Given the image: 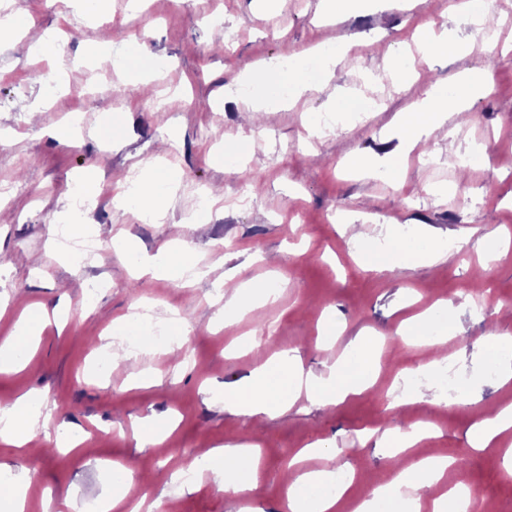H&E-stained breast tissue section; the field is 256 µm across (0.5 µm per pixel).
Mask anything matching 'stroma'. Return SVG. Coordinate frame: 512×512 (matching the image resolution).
<instances>
[{
	"instance_id": "1",
	"label": "stroma",
	"mask_w": 512,
	"mask_h": 512,
	"mask_svg": "<svg viewBox=\"0 0 512 512\" xmlns=\"http://www.w3.org/2000/svg\"><path fill=\"white\" fill-rule=\"evenodd\" d=\"M9 10L35 21L36 30H60L57 57L24 56L0 41V336L13 332L20 313L45 303L58 307L56 320L41 328L21 370L0 373V408L34 392L55 404V421L84 434L70 451L37 430L22 451L0 444V463L26 468L32 476L28 512H59L57 492L68 489L90 507L103 492L107 461L134 473L133 491L152 512H282L288 500L285 469L294 454L323 440L339 450L338 465L359 481L341 512H354L374 481L389 477L394 459L379 437L429 423L436 434L423 448L456 457L473 499L472 512H512V478L502 468L499 445L481 451L469 444L485 408L512 405V382L499 384L473 366L488 331L512 333V53L504 39L489 44L468 21L450 12L448 0H415L398 9L372 0L364 10L338 19L326 16L321 0H142L131 13L127 0L110 11L81 19L74 0H7ZM448 28L466 40L463 56L417 55L400 84L380 82L391 58L414 48L418 24ZM325 42L342 45L348 58L334 73L306 65L311 92L283 97L277 82L254 83L255 63L303 52ZM129 52L126 75L104 81L93 64L100 50ZM484 70L489 90L478 98L469 123L435 129L411 151L401 149L400 113L423 97L428 85L451 87L457 75ZM267 98L261 127L251 126L234 87ZM378 98L361 123L349 120L357 98ZM38 123L28 121L35 101ZM99 117L73 145L53 136L72 113ZM342 113L335 130L309 140L303 116ZM244 142L235 162L220 157V143ZM483 154L466 177L438 163L455 152ZM394 157L400 182L377 172ZM370 162L351 167L348 158ZM165 161L173 177L162 204L164 222L135 211L115 210L111 195L136 169ZM95 176L101 189L87 228L103 252L83 272L56 252L52 226L69 206L74 180ZM446 186L443 195L420 190L424 182ZM218 187L222 200L209 209L197 195ZM356 213L375 230L416 236L435 230L447 256L440 268L422 264L375 270L360 260L342 225ZM506 241L496 256L483 247L486 234ZM177 239L190 245L201 264L280 288L276 303L242 319L222 320L223 301L211 280L188 282L162 276L135 278L127 268L130 248L155 251ZM110 286L86 302L98 280ZM449 303L446 368L460 404L409 402L389 409L392 386L421 364L423 349L405 345L406 321L424 304ZM166 320L178 317L185 348L158 351L144 363L149 384L134 381L128 363L101 370L122 336L132 333L136 312ZM335 328L323 335V319ZM260 335L257 347L233 350L243 335ZM368 336L384 337L378 378L361 394L333 406L300 398L263 420L224 407V387L249 378L275 353L293 350L304 371L324 373ZM173 423L155 447L139 446L135 433L146 419ZM253 444L260 452L258 488L233 495L200 473L180 485L185 457L201 459L224 445Z\"/></svg>"
}]
</instances>
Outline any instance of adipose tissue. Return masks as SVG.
Masks as SVG:
<instances>
[{
	"label": "adipose tissue",
	"mask_w": 512,
	"mask_h": 512,
	"mask_svg": "<svg viewBox=\"0 0 512 512\" xmlns=\"http://www.w3.org/2000/svg\"><path fill=\"white\" fill-rule=\"evenodd\" d=\"M484 83V76L473 70L457 87L455 98H448L444 88L430 87L423 99L413 103L399 117L407 148H414L424 136L445 125L450 113L466 112ZM376 260L393 270L417 262L437 266L444 262L445 255L434 246L433 236L427 231L414 241H392L377 254ZM136 268L139 274L153 277L175 273L200 280L210 274L208 268L194 260L187 246L167 243L161 244L155 253H139ZM215 288L219 291L231 289L232 295L225 309L238 315L249 312L252 305L268 300L270 296L264 286L239 278L233 272L225 273ZM57 314V308L41 305L21 316L12 334L0 337V372H11L22 366L23 350L35 343L41 326ZM438 314L435 308L421 313L412 321L409 331L430 350L429 359L418 367L427 383L416 391L415 396L440 403L444 397L436 374L438 365L445 358L443 347L448 337L437 330ZM376 366L375 346L368 342L355 347L351 356L336 361L324 375L304 372L299 356L288 352L267 362L249 381L225 393L224 402L233 412L250 417L279 414L303 395L321 404L332 405L367 389L374 381ZM52 418V408L39 395L23 394L12 406L0 410V443L15 449L23 448L36 429L48 428ZM258 460L256 446L228 445L212 450L204 461V468L220 478L225 490L245 494L258 486ZM453 463V458L436 454L415 459L394 477L374 487L357 505L355 512H375L378 503L384 501L396 505L404 503L410 512H420L417 490L436 485ZM335 479V471L328 469L297 474L290 485L291 512H337L343 496L327 492Z\"/></svg>",
	"instance_id": "ef3b65f1"
}]
</instances>
